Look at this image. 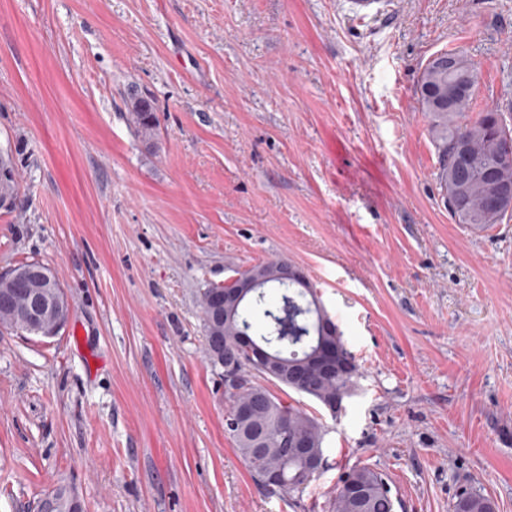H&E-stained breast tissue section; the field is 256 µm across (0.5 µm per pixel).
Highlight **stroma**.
<instances>
[{
  "instance_id": "stroma-1",
  "label": "stroma",
  "mask_w": 512,
  "mask_h": 512,
  "mask_svg": "<svg viewBox=\"0 0 512 512\" xmlns=\"http://www.w3.org/2000/svg\"><path fill=\"white\" fill-rule=\"evenodd\" d=\"M0 0V272L48 265L57 336L0 329V512H328L382 470L395 512H512V220L449 216L418 80L512 108V0ZM157 125L135 135L131 99ZM316 286L361 376L325 465L269 495L224 429L201 293L267 260ZM16 176L10 155H0V208L9 211L16 200ZM491 503L485 496L462 490L452 505V512H488L484 506Z\"/></svg>"
}]
</instances>
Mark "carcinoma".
Here are the masks:
<instances>
[{"label": "carcinoma", "instance_id": "carcinoma-1", "mask_svg": "<svg viewBox=\"0 0 512 512\" xmlns=\"http://www.w3.org/2000/svg\"><path fill=\"white\" fill-rule=\"evenodd\" d=\"M451 65L427 64L419 80V100L431 118L430 133L438 153V180L444 199L453 201L448 214L457 224L483 229L512 219V162L497 161L500 132L512 133V115L498 108H488L474 121L464 122L470 108L471 90L467 75L474 68L456 53ZM454 90L451 102L442 105L430 94V87ZM136 132L151 134L156 116L151 101L137 97L132 103ZM16 176L12 158L0 155V208L9 211L16 200ZM285 260L274 258L255 265L241 275L255 274L264 284L236 308L221 327L211 322L217 303L204 290L200 298L206 337L217 336L237 364L244 385L227 393L229 407L225 427L237 449L248 463L256 484L266 493L298 492L311 480L305 471L304 454L324 456V433L317 417L303 405L289 403L268 388L253 381L266 378L316 400L322 406L343 405L355 386L358 370L346 376L322 374L310 358L322 342L346 349L343 337L323 309L313 284L302 288L280 278ZM258 337L259 343L301 372L294 384L255 356L233 349L236 336ZM301 436L308 441L302 450L292 445ZM278 471L284 484L276 490L263 483L268 472ZM351 486L367 492L365 512H394V500L385 475L370 465L352 468L341 480L330 503V512H355L350 507ZM490 503L485 496L461 491L452 512H485Z\"/></svg>", "mask_w": 512, "mask_h": 512}]
</instances>
